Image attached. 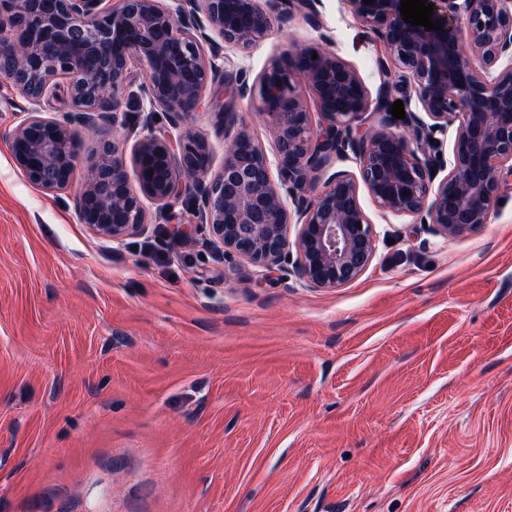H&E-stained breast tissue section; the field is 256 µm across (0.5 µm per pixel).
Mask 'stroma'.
<instances>
[{
	"mask_svg": "<svg viewBox=\"0 0 512 512\" xmlns=\"http://www.w3.org/2000/svg\"><path fill=\"white\" fill-rule=\"evenodd\" d=\"M330 50L370 89L382 46L321 0ZM319 33L302 16L241 59L249 77ZM0 86V512H512V177L457 238L367 191L366 271L336 289L225 254L177 204L122 242L80 224L96 149L46 191L8 135ZM236 130L266 153L258 101ZM224 160L214 107L184 123Z\"/></svg>",
	"mask_w": 512,
	"mask_h": 512,
	"instance_id": "1",
	"label": "stroma"
}]
</instances>
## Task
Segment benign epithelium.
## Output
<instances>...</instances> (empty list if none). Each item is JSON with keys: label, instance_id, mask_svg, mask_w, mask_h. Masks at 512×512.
<instances>
[{"label": "benign epithelium", "instance_id": "7a95c632", "mask_svg": "<svg viewBox=\"0 0 512 512\" xmlns=\"http://www.w3.org/2000/svg\"><path fill=\"white\" fill-rule=\"evenodd\" d=\"M0 0V80L30 108L10 135V152L28 180L45 189L66 187L78 160L79 130L96 138L77 213L102 238L120 242L145 223L144 200L174 206L193 197L197 223L224 250L250 264L282 268L295 245L293 273L309 288L335 289L363 274L374 233L359 203L364 185L375 204L393 215H418L444 237L489 223L503 174L512 176V0H428L442 30L405 22L400 0H345L352 17L383 46L376 93L358 70L329 50L330 35L296 44L254 80L226 73L224 50L246 53L292 10L323 28L321 0ZM217 33L210 58L201 41ZM318 58H312V52ZM146 67L138 108L163 112L177 129L202 105L209 85L225 87L220 124L231 126L236 98L258 100L276 133L274 158L249 135H224V162L209 176L199 159L203 139L142 128L131 157L102 125L129 123L120 111L132 61ZM316 95L322 123L310 124L295 85ZM394 89L405 99L408 131L385 118ZM112 98L106 114L105 96ZM64 96L70 109L44 113ZM457 124L452 158H438L442 136ZM353 160L359 175L322 172ZM137 186H132L128 166ZM446 172L439 177L440 172ZM300 224L295 242L289 227Z\"/></svg>", "mask_w": 512, "mask_h": 512}]
</instances>
